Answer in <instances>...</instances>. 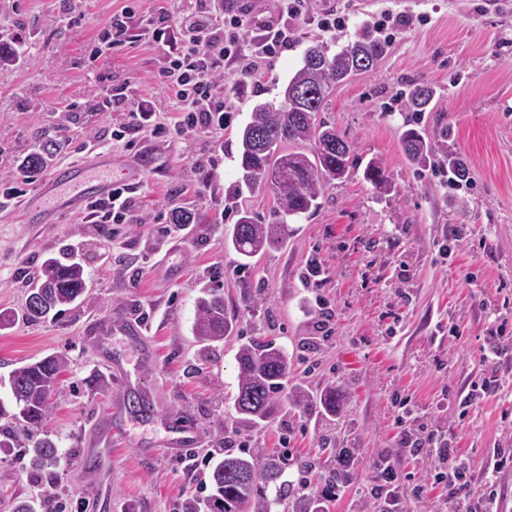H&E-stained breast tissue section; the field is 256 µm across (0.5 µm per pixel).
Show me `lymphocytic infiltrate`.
<instances>
[{
  "label": "lymphocytic infiltrate",
  "instance_id": "lymphocytic-infiltrate-1",
  "mask_svg": "<svg viewBox=\"0 0 512 512\" xmlns=\"http://www.w3.org/2000/svg\"><path fill=\"white\" fill-rule=\"evenodd\" d=\"M303 0H277L282 16H297ZM279 21H269L256 35H249L246 13L225 10L222 0H170V6L156 14H140L130 4L112 14L89 47L90 60L111 55L118 48L133 44L134 31L147 35L163 64L155 79L166 91L164 101L132 97L114 88L97 101L101 112H118L122 124L111 137L122 140L127 134L142 133L170 143L181 142L187 133L200 131L218 137L230 118L224 106V67L238 66L243 77L256 75L254 62L287 48L293 34ZM133 191L124 186L113 189L109 198L87 204L91 224H122L134 205ZM414 447L429 455L447 458L448 465L435 471L436 482L448 485V498L454 512H496L498 491L492 476H485L483 496H464L467 487L464 461L452 457L445 448L438 428L427 429L416 438Z\"/></svg>",
  "mask_w": 512,
  "mask_h": 512
}]
</instances>
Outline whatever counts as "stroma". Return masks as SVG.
<instances>
[{"mask_svg": "<svg viewBox=\"0 0 512 512\" xmlns=\"http://www.w3.org/2000/svg\"><path fill=\"white\" fill-rule=\"evenodd\" d=\"M121 5L0 0V27L17 30L30 46L24 64L0 69V185L16 183L18 158L37 151L54 125L65 123V103L82 102L85 128H112L115 113L95 111L86 100L92 81L159 95L151 79L157 52L146 41L87 60L99 24ZM330 12L345 18V30L319 27ZM385 14L394 29L388 55L376 72L337 85L320 117L354 143L361 165L379 158L396 192L377 194L360 166L326 190L315 215L290 222L283 247L257 255L238 272L235 254L224 248L236 210L269 218L278 207L270 191L234 190L241 129L257 104L279 103L311 42L339 50ZM288 24L295 42L261 61L257 81L239 83L235 66L224 68L232 120L216 169L192 170L209 149L202 136L183 150L149 137L130 147L112 139L95 147L85 128L72 131L55 164L82 161L96 148L110 153L136 177L143 223L121 226L112 239L107 229L81 223L77 209L52 224H25L17 201L0 202V395H8L15 368L49 355L68 359L44 423L63 452L55 496L44 501L17 450L0 448V512H11L20 496L35 512L84 502L88 512H186L190 501L209 494L208 461L229 436L254 448L285 446L297 458L313 455L320 439L335 435L323 424L320 405H312L303 428L288 437L276 425L233 423L235 355L241 338L251 336L284 345L312 390L332 380L339 386L352 423L344 440L362 451L361 479L338 491L330 512H356L385 454L416 496L410 512H449L448 486L434 482L427 452L403 446L397 398H410L421 414L439 419L442 436L469 464L471 496L483 490L480 477L492 465L493 449L512 451V0H305L302 16ZM422 82L433 86L436 101L421 115L422 127L450 125L455 149L469 162L470 178L456 190L443 168L418 170L403 155L409 94ZM200 177L208 181L201 195L194 190ZM181 202L207 221L188 226L174 242L162 228L169 205ZM64 248L77 250L88 274L83 303L56 321L26 320L30 278ZM245 282L263 289L264 303L245 317L241 337L219 344L210 363L199 362L191 328L201 289L222 287L235 308ZM118 313L144 324L152 364L143 365L125 337L101 348L86 341L94 321ZM500 326L504 354L492 365L484 348ZM454 327L460 337L450 336ZM313 336L320 339L316 351L302 356ZM110 358L121 362L126 385L113 380ZM494 375L498 390L461 410L463 385ZM138 391L147 394L153 417L125 411L106 422L102 445L112 453V484L101 487L96 462L83 458L86 439L114 397ZM168 418L195 429L197 470L175 458L143 456L164 439Z\"/></svg>", "mask_w": 512, "mask_h": 512, "instance_id": "stroma-1", "label": "stroma"}]
</instances>
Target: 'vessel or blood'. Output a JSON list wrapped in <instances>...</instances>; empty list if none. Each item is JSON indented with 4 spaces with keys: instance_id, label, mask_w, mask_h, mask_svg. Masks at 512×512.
<instances>
[{
    "instance_id": "obj_1",
    "label": "vessel or blood",
    "mask_w": 512,
    "mask_h": 512,
    "mask_svg": "<svg viewBox=\"0 0 512 512\" xmlns=\"http://www.w3.org/2000/svg\"><path fill=\"white\" fill-rule=\"evenodd\" d=\"M117 182L112 157L108 154L99 153L86 162L59 166L51 178L50 190L24 201L22 211L25 221L29 224L50 223L56 214L109 196ZM142 334L143 327L139 322L118 315L96 323L88 339L92 342L99 341L103 336L138 339ZM166 428L163 445L169 455H181L196 440V432L188 423L171 419L167 421Z\"/></svg>"
}]
</instances>
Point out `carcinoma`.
Listing matches in <instances>:
<instances>
[{"instance_id": "cac0c4a2", "label": "carcinoma", "mask_w": 512, "mask_h": 512, "mask_svg": "<svg viewBox=\"0 0 512 512\" xmlns=\"http://www.w3.org/2000/svg\"><path fill=\"white\" fill-rule=\"evenodd\" d=\"M389 43L368 29L356 39L329 53L327 46L314 43L304 52L302 66L288 81L279 105L262 103L255 107L251 121L240 133L238 186L269 190L279 204L277 218L265 222L249 211L235 212L236 222L224 248L237 256V267L245 268L253 257L277 249L286 240L285 228L290 217H308L319 207L325 189L348 179L353 169L356 148L336 127L319 120L332 89L363 72L377 70L388 54ZM435 90L428 83L419 84L409 98L415 113L435 106ZM451 129L444 125L427 133L419 124L406 121L401 144L407 161L417 169L433 163L448 164L461 181L470 179L464 157L448 149ZM308 145V151H282L284 144ZM363 179L380 195L394 190L382 161L369 160ZM88 288L84 267L70 256L49 257L27 288L24 315L30 321H56L63 308L82 300ZM260 289L245 285L242 307L234 310L224 305L219 288H204L196 302L192 334L199 345V355L208 358L216 344L235 335L244 314L262 304ZM237 393L234 398L235 422L242 426L271 423L285 408L305 414L319 397L323 416L336 417V384L328 383L313 394L301 382H290L288 352L276 340L252 337L241 343L236 353ZM67 367V358L51 355L22 365L11 372V403L0 400V419L24 423L29 434L23 455L28 457L32 475L57 474L61 461L56 443L40 435L50 396L58 377ZM336 459V471L320 491L309 490L303 482L293 489L282 479L291 459L270 454L263 448L245 450L224 445L223 456L211 464V493L201 503H192V512H273V507L288 501L292 512H328L336 485L359 481V448H327ZM275 487L274 498L267 489Z\"/></svg>"}]
</instances>
